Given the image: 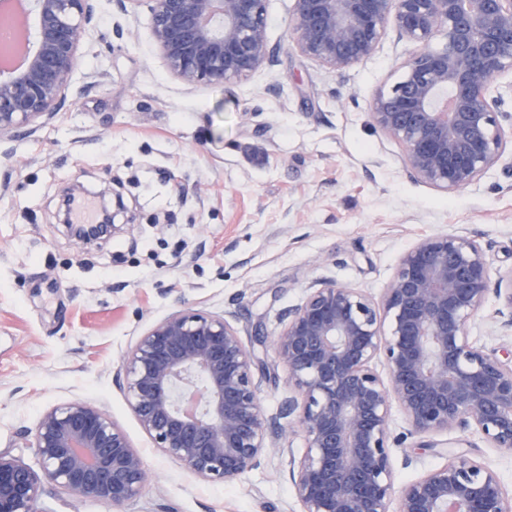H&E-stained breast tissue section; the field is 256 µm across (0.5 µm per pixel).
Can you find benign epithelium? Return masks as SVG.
<instances>
[{
  "mask_svg": "<svg viewBox=\"0 0 512 512\" xmlns=\"http://www.w3.org/2000/svg\"><path fill=\"white\" fill-rule=\"evenodd\" d=\"M93 2L28 0L25 61L0 68V139L58 114ZM128 3L147 5L153 43L186 85L220 87L269 60L266 0H119ZM390 25L420 50L374 95L371 119L404 168L443 193L500 164L512 170L502 164L512 155V0H294L291 15L299 52L335 71L373 55ZM491 284L487 246L445 233L405 250L377 299L344 284L310 289L273 341L293 392L286 427L262 411L254 351L200 309L143 334L122 385L156 447L204 480L260 468L272 439L299 430L307 451L289 459L288 480L302 512H512L496 474L460 453L395 487L388 428L395 402L411 436L471 430L512 453V351H489L467 329L493 292L512 332V270ZM31 445L38 471L0 452V512H40L49 488L117 510L149 481L124 431L82 400L46 410Z\"/></svg>",
  "mask_w": 512,
  "mask_h": 512,
  "instance_id": "7a95c632",
  "label": "benign epithelium"
}]
</instances>
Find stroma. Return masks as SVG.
<instances>
[{
    "mask_svg": "<svg viewBox=\"0 0 512 512\" xmlns=\"http://www.w3.org/2000/svg\"><path fill=\"white\" fill-rule=\"evenodd\" d=\"M293 0H267L269 61L220 87L174 79L157 53L146 8L98 0L80 43L69 105L36 131L0 141V450L39 462L23 431L49 407H100L141 452L151 479L122 512H300L288 481L301 432L264 465L206 482L154 448L116 374L155 322L192 306L224 316L256 354L266 417L280 421L287 374L272 341L307 289L333 281L379 297L400 254L420 238L464 234L487 244L492 277L512 269V175L442 193L403 166L373 125L375 91L418 44L388 31L368 59L342 71L293 44ZM123 194L133 221L93 246L57 220L72 184ZM488 298L469 324L489 349ZM396 485L462 452L512 493V453L469 431L406 437L392 407Z\"/></svg>",
    "mask_w": 512,
    "mask_h": 512,
    "instance_id": "obj_1",
    "label": "stroma"
}]
</instances>
